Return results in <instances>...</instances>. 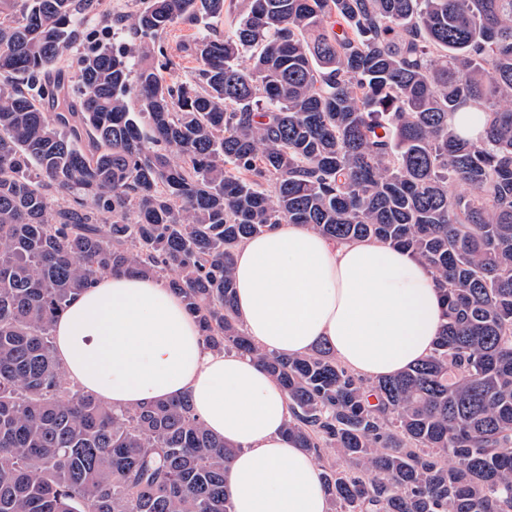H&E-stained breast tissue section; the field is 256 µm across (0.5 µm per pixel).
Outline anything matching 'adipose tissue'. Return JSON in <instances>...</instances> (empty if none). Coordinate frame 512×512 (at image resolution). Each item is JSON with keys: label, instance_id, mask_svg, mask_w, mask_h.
<instances>
[{"label": "adipose tissue", "instance_id": "ef3b65f1", "mask_svg": "<svg viewBox=\"0 0 512 512\" xmlns=\"http://www.w3.org/2000/svg\"><path fill=\"white\" fill-rule=\"evenodd\" d=\"M235 308L264 352L318 344L359 378L400 374L433 351L444 304L431 271L376 239L334 243L274 224L234 260ZM66 376L104 405L189 396L199 421L236 454L224 470L233 512H329L318 460L288 438V396L254 359L207 348L176 291L135 274L102 276L54 326Z\"/></svg>", "mask_w": 512, "mask_h": 512}]
</instances>
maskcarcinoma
Wrapping results in <instances>:
<instances>
[{"label": "carcinoma", "mask_w": 512, "mask_h": 512, "mask_svg": "<svg viewBox=\"0 0 512 512\" xmlns=\"http://www.w3.org/2000/svg\"><path fill=\"white\" fill-rule=\"evenodd\" d=\"M0 11V512H231L234 447L188 397L114 410L75 385L53 323L104 274L162 277L211 349L285 389L333 512H512V0H249L222 38L163 37L226 0ZM77 80L58 66L79 42ZM249 56L251 66L241 59ZM456 112H481L462 136ZM461 183L467 193L450 187ZM272 224L413 251L442 288L430 358L366 382L319 345L263 352L236 248ZM145 0H97V10L86 17L85 23L89 27L103 26V30H110L112 41V24L109 23L112 14L129 15L144 6ZM224 6V17L221 19H212L205 28L195 29L186 25H180L171 29L165 39L164 49L165 55L169 58L173 65L164 69L162 74L167 81L185 80L192 67L193 59L186 53L185 46L192 42L193 38L198 35H209L211 37H224V29L227 28L228 21L233 16L242 14L248 7V0H226ZM230 5V14L226 13V9Z\"/></svg>", "instance_id": "carcinoma-1"}]
</instances>
